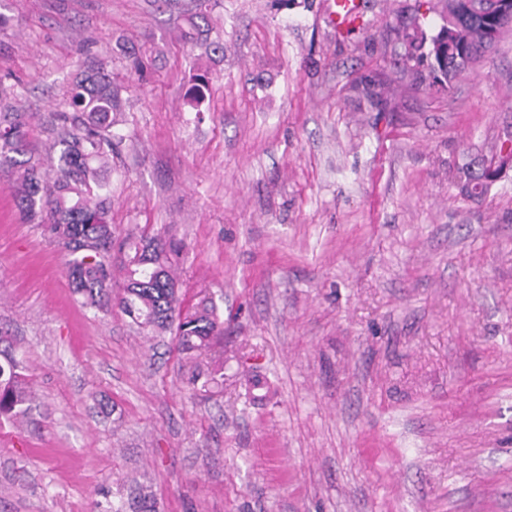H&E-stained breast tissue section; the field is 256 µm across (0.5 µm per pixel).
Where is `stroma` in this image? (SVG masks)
Returning <instances> with one entry per match:
<instances>
[{"mask_svg":"<svg viewBox=\"0 0 512 512\" xmlns=\"http://www.w3.org/2000/svg\"><path fill=\"white\" fill-rule=\"evenodd\" d=\"M425 2L365 0L341 36L324 0H209V55L180 36L195 0H0V113L44 157L108 61L114 237L184 240V304L224 320L192 386L169 335L82 306L0 167V336L36 394L0 415V512H110L138 481L158 512H512V170L481 201L454 179L512 130V32L429 87L398 41L440 25Z\"/></svg>","mask_w":512,"mask_h":512,"instance_id":"obj_1","label":"stroma"}]
</instances>
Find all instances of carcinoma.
<instances>
[{
	"label": "carcinoma",
	"instance_id": "obj_1",
	"mask_svg": "<svg viewBox=\"0 0 512 512\" xmlns=\"http://www.w3.org/2000/svg\"><path fill=\"white\" fill-rule=\"evenodd\" d=\"M492 0H435L428 7L439 13L442 24L427 33H404L408 45L405 65L415 71L427 70L431 86L450 87L487 55L498 40L489 28L497 21ZM187 103L200 111L205 77L193 78ZM65 110L56 113L60 122L56 160L50 162L52 177L43 171L41 160L18 161L28 153V115L0 113V163L24 167L18 200L30 219L45 209L48 218L38 222L44 232L66 252V267L74 292L89 309L100 310L112 301V225L104 195L108 157L122 141L114 131L112 113L119 107V91L112 86L107 64L83 74L64 100ZM512 165V132L498 139L489 156L470 161L461 168L459 183L472 200L486 196L498 170ZM186 244L145 230L129 244L130 253L120 262L124 271L123 294L118 297L122 311L141 330L175 331V348L180 359L197 368L196 359L223 335V323L216 305L202 299L186 310L171 256ZM0 414L23 415L29 410L32 391L18 373L15 356L0 350ZM113 512H155V500L140 485Z\"/></svg>",
	"mask_w": 512,
	"mask_h": 512
}]
</instances>
